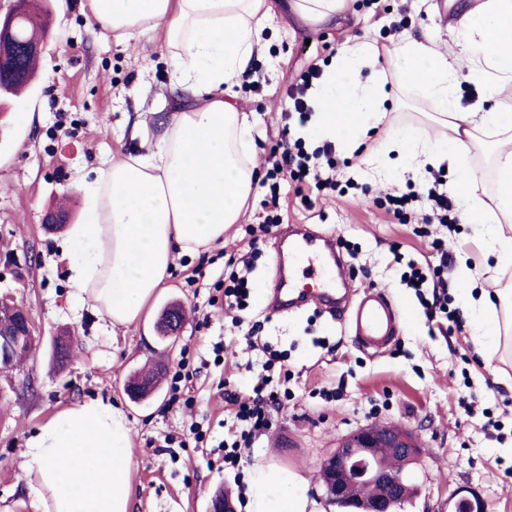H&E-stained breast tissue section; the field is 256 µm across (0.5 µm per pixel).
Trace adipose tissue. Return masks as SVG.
Masks as SVG:
<instances>
[{
	"label": "adipose tissue",
	"instance_id": "obj_1",
	"mask_svg": "<svg viewBox=\"0 0 512 512\" xmlns=\"http://www.w3.org/2000/svg\"><path fill=\"white\" fill-rule=\"evenodd\" d=\"M90 27L123 43L163 29L164 50L182 104L162 127L138 122L144 152L125 155L80 180V223L63 241L76 296L112 326L136 322L180 256L225 244L260 180L250 158L258 119L239 111L235 76L263 41L274 14L269 0H87ZM450 29L468 60L466 72L429 39H400L381 59L362 41L343 46L314 97L315 122L303 134L349 146L382 124L398 99L386 90L387 68H398L428 110L422 121L390 134L383 153L403 168L448 165L454 191L472 198L470 223L491 225L486 248L496 266L512 264V107L462 108L461 80L495 88L512 83V0H464ZM370 71L360 83L361 71ZM495 138V203L476 195L466 163L477 138ZM473 333L489 355L512 350V289L488 293L460 267ZM35 478V512H129L133 452L130 424L113 404L90 400L59 411L27 442ZM251 512H310L304 480L273 466L256 467L248 487Z\"/></svg>",
	"mask_w": 512,
	"mask_h": 512
}]
</instances>
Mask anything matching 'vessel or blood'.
Instances as JSON below:
<instances>
[{
	"label": "vessel or blood",
	"instance_id": "obj_1",
	"mask_svg": "<svg viewBox=\"0 0 512 512\" xmlns=\"http://www.w3.org/2000/svg\"><path fill=\"white\" fill-rule=\"evenodd\" d=\"M287 252H275L273 262L280 270L275 304L288 307L306 300L332 309L338 303L336 279L341 271L336 262V244L332 238L295 230L289 234ZM310 273L326 282L325 287L308 291L298 279ZM403 313L383 291L366 290L358 295L350 309L349 327L356 344L367 352L386 351L396 340Z\"/></svg>",
	"mask_w": 512,
	"mask_h": 512
}]
</instances>
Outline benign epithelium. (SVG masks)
Returning <instances> with one entry per match:
<instances>
[{
    "mask_svg": "<svg viewBox=\"0 0 512 512\" xmlns=\"http://www.w3.org/2000/svg\"><path fill=\"white\" fill-rule=\"evenodd\" d=\"M40 0H18V7L0 16V62L5 50L21 49L27 55L43 53V42L18 39L17 26ZM24 327L0 330V362L11 360L33 339L29 311L19 307ZM416 436L398 423L367 425L343 438L335 452L320 465L319 479L329 499L344 512H395L401 503L405 470L416 459ZM484 512L476 496H457L455 512Z\"/></svg>",
    "mask_w": 512,
    "mask_h": 512,
    "instance_id": "7a95c632",
    "label": "benign epithelium"
}]
</instances>
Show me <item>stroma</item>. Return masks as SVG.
Listing matches in <instances>:
<instances>
[{"label":"stroma","instance_id":"35a3bbf8","mask_svg":"<svg viewBox=\"0 0 512 512\" xmlns=\"http://www.w3.org/2000/svg\"><path fill=\"white\" fill-rule=\"evenodd\" d=\"M85 2L52 0L37 79L23 96L0 102V297L29 308L36 336L23 362L0 368V512H33L32 479L24 469L28 438L61 409L94 399L118 403L130 422V512H213L219 496L233 512H246L244 477L260 464L300 475L315 512H341L319 481V466L341 437L386 422L405 426L420 444L418 462L407 469L414 493L397 512H453L452 494L460 488L480 496L486 512H512V363L488 366L470 328L446 336L433 332L414 290L402 281L410 262L438 264L432 242L441 239L448 253V308L459 316L460 264H468L491 292L512 284V268L486 272V227L464 221L451 232L423 223L416 202L405 216L393 215L386 196L423 189L432 173L411 179L393 159L381 176L365 157L340 148L335 158L342 189L309 204L292 192L282 198L279 228L308 224L335 234L343 242L350 287L382 290L409 310L410 321L382 355H369L353 342L346 315H323L311 306L290 313L269 309L271 245H264L250 274L246 310H209L208 289L188 287L195 267L209 274L220 270L245 248L246 225L265 221L262 185L225 246L212 250L211 262L178 258L165 288L135 324L111 327L77 300L68 282L63 230L43 224L42 217L61 205L80 214L82 199L69 185L139 148L134 123L154 121L176 102L162 33H147L140 47H124L113 34L89 30ZM273 5L265 43L235 79L240 110L259 119L255 161L263 172L281 140L289 84L310 65L328 68L345 42L368 38L383 54L404 33L455 48L448 0H354L346 14L324 24L302 20L290 0ZM399 21L404 28L397 34L391 26ZM350 178L355 187H346ZM397 253L402 263L394 262ZM172 300L182 306L184 324L163 339L158 313ZM255 324L263 340L288 355L289 397L269 431L242 449L235 472L219 461V444L232 421L224 394H247L256 380L261 354L246 344ZM59 336L74 341L73 358L61 369L51 362ZM217 345L224 349L219 357ZM186 356L197 370L189 414L168 404L171 377ZM147 364L158 365L161 384L149 404L138 406L125 387L130 374ZM328 390L335 391L334 399L325 398ZM193 421L205 435L202 447H178Z\"/></svg>","mask_w":512,"mask_h":512}]
</instances>
